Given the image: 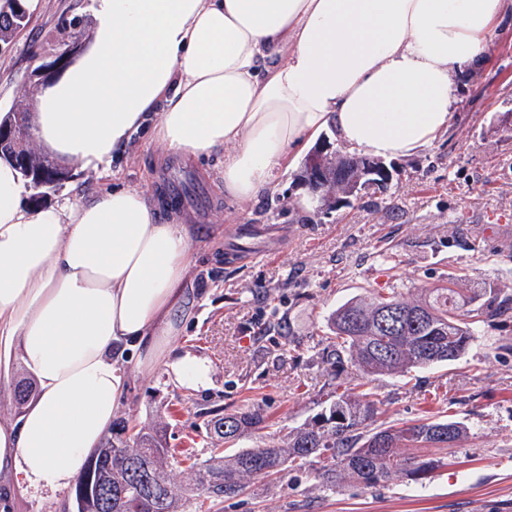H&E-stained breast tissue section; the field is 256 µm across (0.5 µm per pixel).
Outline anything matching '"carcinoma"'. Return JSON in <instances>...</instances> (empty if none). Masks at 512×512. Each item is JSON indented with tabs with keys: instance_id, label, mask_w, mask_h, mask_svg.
<instances>
[{
	"instance_id": "obj_1",
	"label": "carcinoma",
	"mask_w": 512,
	"mask_h": 512,
	"mask_svg": "<svg viewBox=\"0 0 512 512\" xmlns=\"http://www.w3.org/2000/svg\"><path fill=\"white\" fill-rule=\"evenodd\" d=\"M19 153L26 158L20 170L33 187H39L40 174L51 183L63 179L49 158L24 146ZM487 293L486 288H420L407 296L349 299L331 314L336 343L327 347L326 363L334 366L346 356L367 376H405L457 361L474 341L478 324L512 312V297ZM320 405V413L284 435L262 434L268 424L260 407L203 422L224 447L210 449V458L190 465L185 477L168 458L163 423L140 429L125 423L90 455L73 495L88 491L83 512H203L204 504L215 507L245 495L259 480L280 482L307 471L332 492L345 482L372 487L401 478L423 486L441 458L420 450L433 446L443 453L435 442L450 427L458 443L469 434L465 422L450 418L379 424L383 401L370 388L333 389ZM380 435L388 447H373ZM252 436L254 447H239Z\"/></svg>"
}]
</instances>
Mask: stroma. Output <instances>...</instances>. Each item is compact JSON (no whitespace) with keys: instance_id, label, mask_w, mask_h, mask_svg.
Here are the masks:
<instances>
[{"instance_id":"obj_1","label":"stroma","mask_w":512,"mask_h":512,"mask_svg":"<svg viewBox=\"0 0 512 512\" xmlns=\"http://www.w3.org/2000/svg\"><path fill=\"white\" fill-rule=\"evenodd\" d=\"M79 20L93 24L92 0H41L28 26L0 41V112L32 105L30 73ZM453 119L443 137L393 160L392 182L331 210L307 199L303 161L273 174L271 192L224 195V156H174L135 134L109 169L65 166L55 185L26 190L25 202L85 200L107 187L166 199L163 220L193 227L180 323V350L211 360L212 385L195 391L164 368L131 375L117 421L167 424V448L183 466L205 461L212 418L261 407L271 431H288L320 412L330 381L358 378L350 362L332 366L323 350L328 318L348 299L434 288L454 276L469 287L512 296V13L498 25L486 64L452 80ZM370 384L385 420L411 422L439 412L467 423L468 439L420 486L400 479L336 492L304 474L236 497L219 512H512V313L481 324L460 360ZM12 512H74L71 489H17Z\"/></svg>"}]
</instances>
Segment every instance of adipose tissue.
I'll list each match as a JSON object with an SVG mask.
<instances>
[{"instance_id":"1","label":"adipose tissue","mask_w":512,"mask_h":512,"mask_svg":"<svg viewBox=\"0 0 512 512\" xmlns=\"http://www.w3.org/2000/svg\"><path fill=\"white\" fill-rule=\"evenodd\" d=\"M512 0H93L88 47L35 95V135L80 168H106L141 132L171 153L224 155V194L323 130L395 158L447 131L455 72L483 64ZM0 161V359L36 393L0 423V501L17 482L69 487L111 433L123 368L162 366L183 386L209 359L175 344L192 230L134 189L77 203L21 201Z\"/></svg>"}]
</instances>
